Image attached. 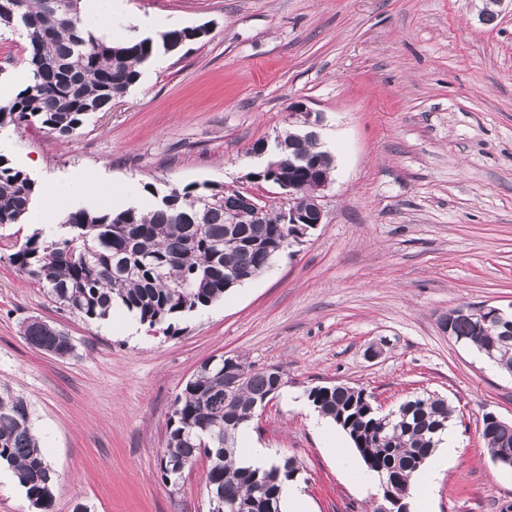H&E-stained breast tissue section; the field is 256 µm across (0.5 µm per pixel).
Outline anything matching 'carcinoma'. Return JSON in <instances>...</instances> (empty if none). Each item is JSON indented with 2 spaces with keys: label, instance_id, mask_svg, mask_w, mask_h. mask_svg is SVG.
Returning <instances> with one entry per match:
<instances>
[{
  "label": "carcinoma",
  "instance_id": "obj_1",
  "mask_svg": "<svg viewBox=\"0 0 512 512\" xmlns=\"http://www.w3.org/2000/svg\"><path fill=\"white\" fill-rule=\"evenodd\" d=\"M81 0H0V27L27 31L26 63L32 82L6 106L0 128L38 123L61 139L79 130L95 112L110 109L141 77V66L160 51L198 40L195 28H174L160 39L115 44L84 40L78 32ZM286 154L318 162L325 179L332 155L318 138L284 136ZM37 192L35 182L0 154V224L22 223ZM250 196L238 191L195 192L173 188L150 211L136 207L97 212L71 211L69 231L59 238L36 232L11 254L12 263L47 291L49 299L86 321L103 320L120 306L140 323L173 330V321L224 296V278L259 275L270 249L289 246L281 213H262L259 224H230L231 210L248 211ZM230 237L240 244L226 246ZM455 339L482 351L500 340L497 329L471 314L454 327ZM33 347L59 357L70 355L68 336L34 321L24 330ZM234 399L224 402V373L199 366L174 401L160 458L163 482L178 488L185 467L201 455L208 461L206 488L245 512H282L281 485L297 478L292 457L266 470L236 466L234 434L249 422L271 389L267 369L246 365ZM308 399L347 434L368 470L391 482L397 496L409 497L410 478L436 447L437 433L452 420L453 409L437 395L403 401L383 421L372 412L364 390L338 383L310 389ZM492 458L512 454V427L482 432ZM0 463L25 490L30 504L51 512L56 473L33 433L28 401L0 384Z\"/></svg>",
  "mask_w": 512,
  "mask_h": 512
}]
</instances>
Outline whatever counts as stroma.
<instances>
[{
    "instance_id": "stroma-1",
    "label": "stroma",
    "mask_w": 512,
    "mask_h": 512,
    "mask_svg": "<svg viewBox=\"0 0 512 512\" xmlns=\"http://www.w3.org/2000/svg\"><path fill=\"white\" fill-rule=\"evenodd\" d=\"M125 0L109 38L206 27L142 67L139 82L68 141L40 125L0 128V154L36 186L80 173L131 183L143 205L170 188H248L259 142L293 127L289 108L322 113L335 168L324 222L266 272L182 317L166 335L130 314L88 322L59 308L10 256L35 231L0 225V382L31 405L58 480L53 512H207L206 458L179 489L159 473L174 400L206 359L281 367L257 410L256 446L295 458L308 512H377L378 484L352 480L315 422L308 392L343 383L384 410L435 393L454 407L460 451L438 475L430 512H512V469L492 460L485 414L512 422V377L440 320L461 305L512 313V0ZM23 40L0 31V82L22 88ZM70 337L60 358L23 337L31 320ZM380 348L369 357V348Z\"/></svg>"
}]
</instances>
